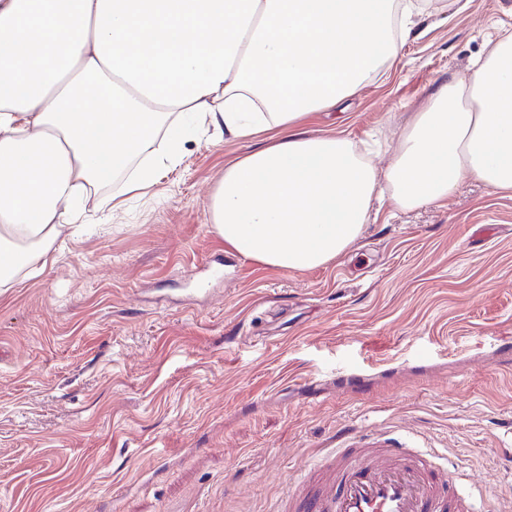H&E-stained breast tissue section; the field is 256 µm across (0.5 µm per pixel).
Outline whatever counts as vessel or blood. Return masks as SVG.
Returning <instances> with one entry per match:
<instances>
[{"instance_id": "obj_1", "label": "vessel or blood", "mask_w": 512, "mask_h": 512, "mask_svg": "<svg viewBox=\"0 0 512 512\" xmlns=\"http://www.w3.org/2000/svg\"><path fill=\"white\" fill-rule=\"evenodd\" d=\"M312 493L291 492L290 512H470L449 478L415 448H343L324 460Z\"/></svg>"}]
</instances>
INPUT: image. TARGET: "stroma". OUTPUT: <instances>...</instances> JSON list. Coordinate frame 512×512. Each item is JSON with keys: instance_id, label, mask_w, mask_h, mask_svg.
Masks as SVG:
<instances>
[{"instance_id": "1", "label": "stroma", "mask_w": 512, "mask_h": 512, "mask_svg": "<svg viewBox=\"0 0 512 512\" xmlns=\"http://www.w3.org/2000/svg\"><path fill=\"white\" fill-rule=\"evenodd\" d=\"M509 32L512 0H472L308 125L386 169L406 114ZM186 129L152 187L110 211L89 189L47 266L0 288V512H282L327 449L379 441L512 512V198L468 179L381 207L329 266L266 268L211 227L246 144Z\"/></svg>"}]
</instances>
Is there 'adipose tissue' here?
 <instances>
[{"instance_id": "adipose-tissue-1", "label": "adipose tissue", "mask_w": 512, "mask_h": 512, "mask_svg": "<svg viewBox=\"0 0 512 512\" xmlns=\"http://www.w3.org/2000/svg\"><path fill=\"white\" fill-rule=\"evenodd\" d=\"M426 0H0V281L49 261L88 186L177 116L248 150L210 196L228 252L283 271L328 265L374 201L415 209L468 178L512 196V34L438 85L386 171L306 119L367 86L417 37Z\"/></svg>"}]
</instances>
